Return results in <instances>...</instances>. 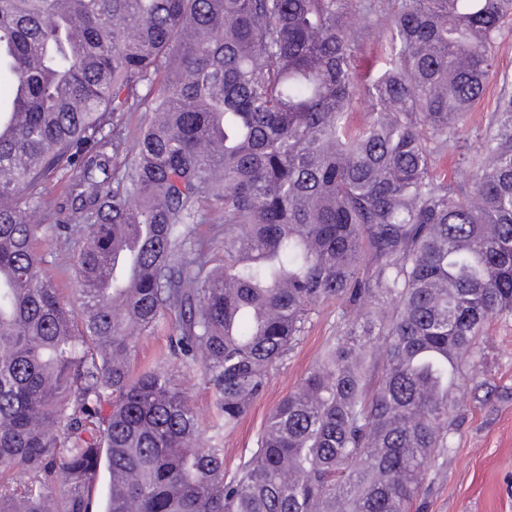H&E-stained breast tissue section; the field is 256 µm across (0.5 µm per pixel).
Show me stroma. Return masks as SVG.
<instances>
[{
    "label": "stroma",
    "instance_id": "obj_1",
    "mask_svg": "<svg viewBox=\"0 0 512 512\" xmlns=\"http://www.w3.org/2000/svg\"><path fill=\"white\" fill-rule=\"evenodd\" d=\"M497 64L498 77L488 83L461 131L464 142H474L496 108L503 77L512 78V34L502 39ZM43 225L37 244L42 268L70 305L79 307L72 250L54 233L51 219H44ZM338 324L336 303L322 306L313 315L302 342L271 373L265 393L230 431H215V398L200 372H176V383L186 389L198 415L202 442L210 443L213 435H221L228 469H236L250 456L270 412L296 389L319 358L325 341L335 335ZM459 363L477 380L488 382L492 392L483 394L470 384L456 390L459 425L449 436L450 447L441 465L426 475L411 512H512V319L492 320L478 347L462 351Z\"/></svg>",
    "mask_w": 512,
    "mask_h": 512
}]
</instances>
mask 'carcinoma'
Returning <instances> with one entry per match:
<instances>
[{
    "label": "carcinoma",
    "instance_id": "carcinoma-1",
    "mask_svg": "<svg viewBox=\"0 0 512 512\" xmlns=\"http://www.w3.org/2000/svg\"><path fill=\"white\" fill-rule=\"evenodd\" d=\"M507 30L512 0H0V512H95L103 465V512H409L458 353L512 317V94L459 137ZM144 105L130 144L118 116ZM450 151L469 180L437 171ZM44 213L79 318L41 270ZM330 300L340 333L227 470L170 369L232 429ZM165 325L160 322L151 336H145L138 340L134 352L132 369L139 372L154 365L159 355L166 350L167 336ZM175 381L186 389L191 405L197 412L201 427V441L204 444H211V437L215 435L213 425L216 423L215 398L212 389L205 384L198 370L186 372L179 369L175 373Z\"/></svg>",
    "mask_w": 512,
    "mask_h": 512
}]
</instances>
